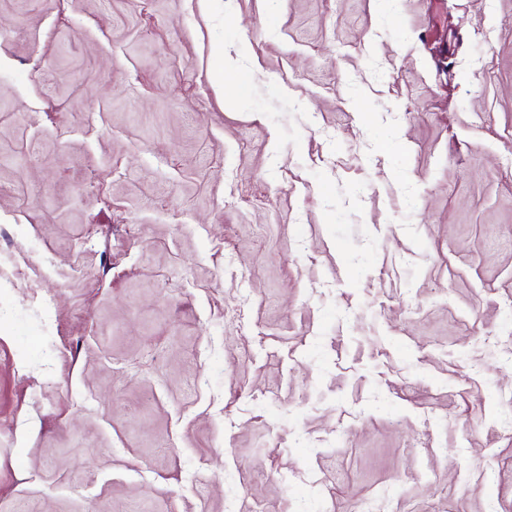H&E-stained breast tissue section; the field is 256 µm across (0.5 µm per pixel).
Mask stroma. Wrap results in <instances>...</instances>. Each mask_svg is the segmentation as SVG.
I'll return each mask as SVG.
<instances>
[{"mask_svg":"<svg viewBox=\"0 0 512 512\" xmlns=\"http://www.w3.org/2000/svg\"><path fill=\"white\" fill-rule=\"evenodd\" d=\"M0 256V512H512V0H0Z\"/></svg>","mask_w":512,"mask_h":512,"instance_id":"1","label":"stroma"}]
</instances>
